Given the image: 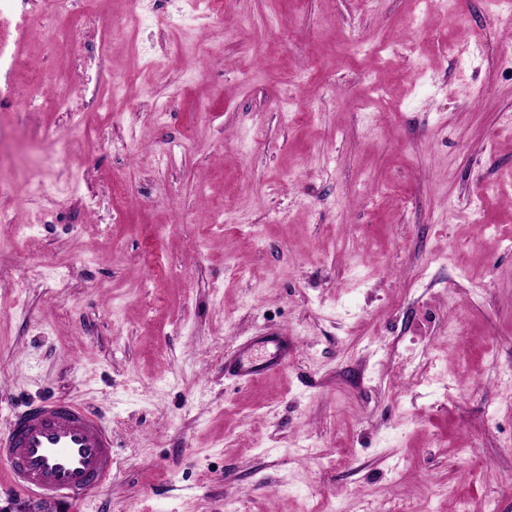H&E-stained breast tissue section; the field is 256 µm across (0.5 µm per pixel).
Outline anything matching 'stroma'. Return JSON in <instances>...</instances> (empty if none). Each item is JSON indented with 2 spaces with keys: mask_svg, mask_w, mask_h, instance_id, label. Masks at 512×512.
<instances>
[{
  "mask_svg": "<svg viewBox=\"0 0 512 512\" xmlns=\"http://www.w3.org/2000/svg\"><path fill=\"white\" fill-rule=\"evenodd\" d=\"M61 2L0 22V435L76 401L112 477L0 506L512 512V10ZM268 346L272 347V352L268 351ZM294 352L295 347L288 335L278 333L243 344L224 362V372L242 382H254L285 365Z\"/></svg>",
  "mask_w": 512,
  "mask_h": 512,
  "instance_id": "1",
  "label": "stroma"
}]
</instances>
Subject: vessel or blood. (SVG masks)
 Here are the masks:
<instances>
[{"label": "vessel or blood", "instance_id": "obj_1", "mask_svg": "<svg viewBox=\"0 0 512 512\" xmlns=\"http://www.w3.org/2000/svg\"><path fill=\"white\" fill-rule=\"evenodd\" d=\"M295 347L280 333L243 344L224 363L242 382L285 365ZM112 430L104 418L70 400H46L18 413L0 436V469L24 491L66 502L80 499L112 475Z\"/></svg>", "mask_w": 512, "mask_h": 512}]
</instances>
